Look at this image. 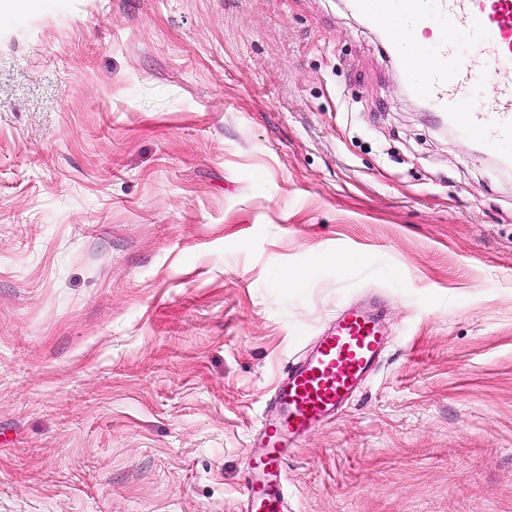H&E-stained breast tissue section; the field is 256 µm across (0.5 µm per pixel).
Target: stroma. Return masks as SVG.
Segmentation results:
<instances>
[{
  "instance_id": "35a3bbf8",
  "label": "stroma",
  "mask_w": 512,
  "mask_h": 512,
  "mask_svg": "<svg viewBox=\"0 0 512 512\" xmlns=\"http://www.w3.org/2000/svg\"><path fill=\"white\" fill-rule=\"evenodd\" d=\"M388 50L348 0H0V512H236L356 302L290 512H512V171ZM385 336L374 314L350 307L288 367L259 420L256 436L265 450L245 462L238 512H288L285 460L310 430L336 418L366 387Z\"/></svg>"
}]
</instances>
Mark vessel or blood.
<instances>
[{
  "mask_svg": "<svg viewBox=\"0 0 512 512\" xmlns=\"http://www.w3.org/2000/svg\"><path fill=\"white\" fill-rule=\"evenodd\" d=\"M353 6L377 25L401 12L412 32L425 18H439L446 35L437 49L447 64L428 73L422 95L466 137L491 148L512 145V0H353ZM461 31L472 46L467 56L461 55L456 39ZM479 74L491 76L496 92L465 104L468 87ZM385 341L374 314L350 307L288 367L259 420L256 436L263 453L245 462L238 512H288V455L310 430L333 420L366 387Z\"/></svg>",
  "mask_w": 512,
  "mask_h": 512,
  "instance_id": "1",
  "label": "vessel or blood"
}]
</instances>
